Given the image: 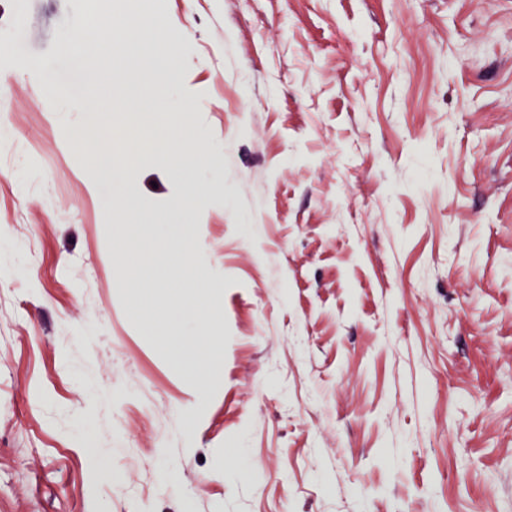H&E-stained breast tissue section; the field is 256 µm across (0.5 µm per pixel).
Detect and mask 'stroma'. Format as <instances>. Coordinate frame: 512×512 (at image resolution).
<instances>
[{"label": "stroma", "mask_w": 512, "mask_h": 512, "mask_svg": "<svg viewBox=\"0 0 512 512\" xmlns=\"http://www.w3.org/2000/svg\"><path fill=\"white\" fill-rule=\"evenodd\" d=\"M111 4L190 29L229 191L181 192L146 126L93 188L100 113L155 91L65 51L87 0H0V512H512V0ZM130 208L196 211L142 294L177 319L203 254L220 347L139 320ZM121 149L112 154V142L105 145L102 150L93 151L89 154L87 162L94 170L96 181L112 185L116 184L123 171L136 163L140 155L146 150L147 143L139 138L129 137L121 143Z\"/></svg>", "instance_id": "stroma-1"}]
</instances>
